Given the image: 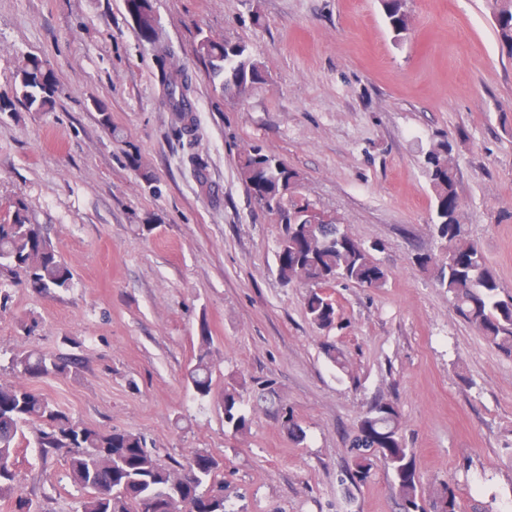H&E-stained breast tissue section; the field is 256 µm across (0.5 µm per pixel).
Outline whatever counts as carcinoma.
Returning a JSON list of instances; mask_svg holds the SVG:
<instances>
[{
	"instance_id": "cac0c4a2",
	"label": "carcinoma",
	"mask_w": 512,
	"mask_h": 512,
	"mask_svg": "<svg viewBox=\"0 0 512 512\" xmlns=\"http://www.w3.org/2000/svg\"><path fill=\"white\" fill-rule=\"evenodd\" d=\"M126 9L142 41L157 52L161 61L160 82L173 115L177 137H191L196 130V106L190 97L188 75L166 63L167 46L160 42L157 18L150 0H125ZM394 42L407 39L414 19L407 0H380ZM498 41L512 57V0H486ZM196 52L208 67L212 82L225 96L234 98L243 89L265 80L267 67L254 58L243 42L217 41L203 37ZM41 67L36 59L17 72L12 95L0 96V114L21 105L42 112L54 102L55 91L36 80ZM238 173L250 197L266 213L284 222L275 253L279 279L285 285L307 288L303 311L319 330L332 329L337 320L336 302L326 289L337 284L382 288L388 270L369 248L336 223L333 214L308 212L310 201L294 170L281 160L255 147L242 148L237 156ZM186 163L201 185L207 184L204 159L191 153ZM431 190V225L442 243V253H420L416 262L434 272L439 288L448 293L463 319L502 356L512 359V295L490 269L465 224L457 192V163L449 139L433 141L423 154ZM22 271L30 288L51 293L70 287L73 275L41 224L29 218L23 205L0 216V271ZM212 336L203 321L195 363L185 381L206 397L213 384ZM323 354L336 370L347 376L352 367L347 354L334 343L322 346ZM14 373L28 380L21 384L0 381V497L12 500V512H38L32 495L18 490L14 455L23 428L38 430L37 445L44 459H64L72 482L85 495L76 512H226L223 462L211 452L198 449L189 460L158 459L145 436L119 428L102 430L73 421L53 401L31 386L46 378L77 375L84 369L75 353L46 354L20 351L11 359ZM241 390L224 387V424L233 435H245L249 419L241 413ZM283 434L301 442L306 432L290 407L279 406L276 414ZM350 448L354 451L352 478L363 482L374 462L391 470L401 512H422L418 503L419 477L402 432L397 406L384 399L369 404L360 415ZM435 508L460 512L457 495L450 486L438 494Z\"/></svg>"
}]
</instances>
